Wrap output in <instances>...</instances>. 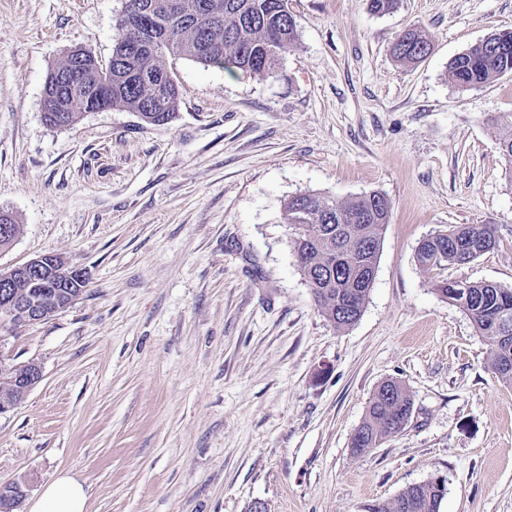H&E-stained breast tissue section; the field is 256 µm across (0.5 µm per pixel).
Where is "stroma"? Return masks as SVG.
<instances>
[{"label":"stroma","mask_w":512,"mask_h":512,"mask_svg":"<svg viewBox=\"0 0 512 512\" xmlns=\"http://www.w3.org/2000/svg\"><path fill=\"white\" fill-rule=\"evenodd\" d=\"M125 0H0V212L19 225L0 267L45 254L83 270L68 308L0 323V355L41 381L0 414V484L30 507L60 474L88 512H371L442 478L440 512H512V385L492 372L442 280L512 288V75L462 89L448 64L512 30V0H288L295 48L272 75L171 57L166 124L120 109L46 124L69 51L107 63ZM419 28L416 64L391 53ZM391 205L352 326L319 309L283 208L314 192ZM492 224L466 265H419L420 241ZM408 424L362 456L350 438L387 380ZM430 49V41L420 31L406 29L395 40L392 53L398 61L413 63L425 58Z\"/></svg>","instance_id":"35a3bbf8"}]
</instances>
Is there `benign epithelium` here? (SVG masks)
Instances as JSON below:
<instances>
[{
  "instance_id": "7a95c632",
  "label": "benign epithelium",
  "mask_w": 512,
  "mask_h": 512,
  "mask_svg": "<svg viewBox=\"0 0 512 512\" xmlns=\"http://www.w3.org/2000/svg\"><path fill=\"white\" fill-rule=\"evenodd\" d=\"M62 86L72 85L87 92V97L92 102L90 111L101 112L109 109L112 100V83L88 87L80 83L78 78L72 74L64 75L58 79ZM23 279L30 284H40L44 287L68 288L69 301L71 305L78 296L75 289L81 288L86 278L82 271L69 267L56 255H43L23 265L11 269H0V295L3 296L4 305L0 307L5 311L8 318L17 323H36L48 319L53 314L63 310L56 301H48L39 297L20 298L11 295L9 288L17 279ZM42 379V370L34 361L21 365H14L0 359V381L11 383L19 392V398L24 396L35 387Z\"/></svg>"
}]
</instances>
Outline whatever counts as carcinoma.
Segmentation results:
<instances>
[{"label": "carcinoma", "mask_w": 512, "mask_h": 512, "mask_svg": "<svg viewBox=\"0 0 512 512\" xmlns=\"http://www.w3.org/2000/svg\"><path fill=\"white\" fill-rule=\"evenodd\" d=\"M117 29L131 41L142 37L154 43L145 54L130 58L114 44L108 64L83 50L87 76L92 83L112 80V107L153 118L162 125L175 115L177 86L166 58L186 56L204 65L230 72L270 75L294 48L297 24L284 14L279 0H126ZM430 41L416 29L402 31L392 46L393 56L404 63L425 58ZM75 52L48 74L42 101L43 114L51 126L62 117L74 124L87 105L84 94H62L56 90L55 75L67 69ZM448 71L462 89L489 84L512 74V33H495L451 59ZM373 191L346 202L330 200L319 193L305 192L284 205L286 224L300 268L324 316L336 327L354 324L361 316L374 280V271L390 204L374 198ZM487 241L496 245L492 224H458L422 241L416 252L423 266L466 264L482 253L473 247ZM466 294H452V281L437 284L436 291L463 309L476 332L490 345V367L504 383L512 384V288L491 282H468ZM413 400L395 380L378 387L366 416L351 439L352 451L364 454L378 448L398 433L401 422L411 418ZM444 487L433 483L413 485L389 504L374 512H439Z\"/></svg>", "instance_id": "carcinoma-1"}]
</instances>
